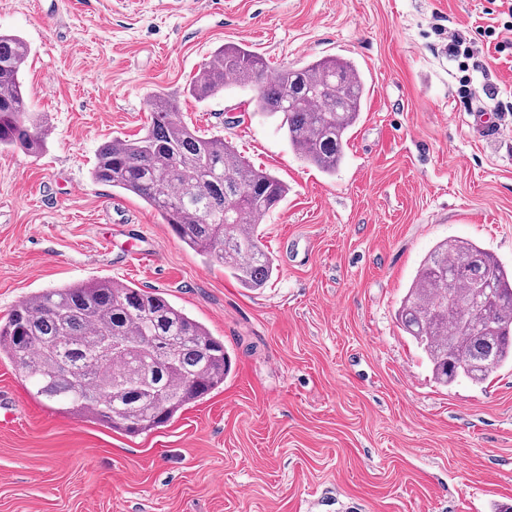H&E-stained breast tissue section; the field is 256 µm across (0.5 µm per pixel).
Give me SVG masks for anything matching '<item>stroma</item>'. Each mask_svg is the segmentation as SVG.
I'll return each mask as SVG.
<instances>
[{"label":"stroma","instance_id":"obj_1","mask_svg":"<svg viewBox=\"0 0 512 512\" xmlns=\"http://www.w3.org/2000/svg\"><path fill=\"white\" fill-rule=\"evenodd\" d=\"M489 0H0L30 46L23 85L49 132L0 151V321L31 294L112 279L164 294L223 340V388L140 436L47 408L0 359V512H512V365L443 386L397 321L441 240L512 269V54L484 49L461 104L440 54L453 29L501 27ZM241 44L269 68L340 57L367 96L335 175L301 161L251 87H187ZM496 88L497 97L486 95ZM222 132L288 186L261 222L277 271L242 287L139 197L92 180L97 149L137 138L148 97ZM148 255L132 257L130 235Z\"/></svg>","mask_w":512,"mask_h":512}]
</instances>
